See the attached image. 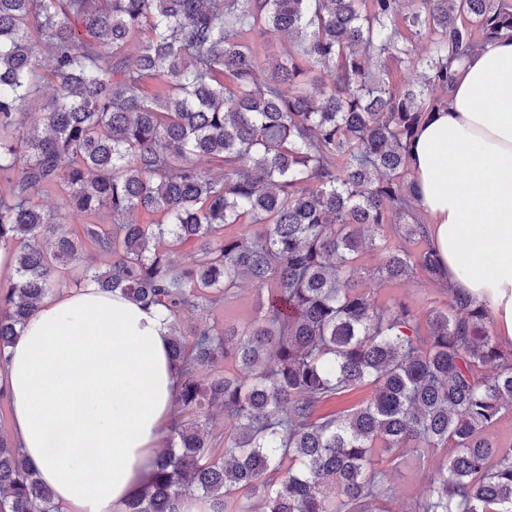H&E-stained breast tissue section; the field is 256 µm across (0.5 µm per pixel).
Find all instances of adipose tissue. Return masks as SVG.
<instances>
[{
	"instance_id": "1",
	"label": "adipose tissue",
	"mask_w": 512,
	"mask_h": 512,
	"mask_svg": "<svg viewBox=\"0 0 512 512\" xmlns=\"http://www.w3.org/2000/svg\"><path fill=\"white\" fill-rule=\"evenodd\" d=\"M411 169L449 285L512 343V39L458 66ZM169 341L161 307L89 283L45 299L9 347L12 435L62 512H119L146 487L174 414Z\"/></svg>"
}]
</instances>
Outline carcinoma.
I'll use <instances>...</instances> for the list:
<instances>
[{
	"label": "carcinoma",
	"instance_id": "carcinoma-1",
	"mask_svg": "<svg viewBox=\"0 0 512 512\" xmlns=\"http://www.w3.org/2000/svg\"><path fill=\"white\" fill-rule=\"evenodd\" d=\"M254 31L287 42L263 61ZM503 37L512 0H0V355L61 288L171 318L180 417L124 512H177L193 492L209 512H389L384 455L448 446L413 512H512V442L489 437L512 414V346L444 281L409 165L455 65ZM412 58L394 82L389 63ZM87 247L109 263L86 266ZM367 249L378 279L421 272L448 308L422 319L357 288ZM242 281L259 291L249 323L180 330ZM230 355L250 375L216 371ZM0 512H58L1 435Z\"/></svg>",
	"mask_w": 512,
	"mask_h": 512
}]
</instances>
